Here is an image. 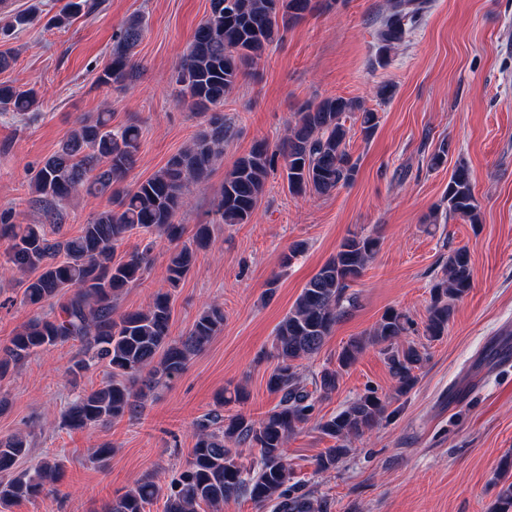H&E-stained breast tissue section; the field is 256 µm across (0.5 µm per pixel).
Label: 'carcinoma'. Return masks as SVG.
<instances>
[{"label":"carcinoma","mask_w":512,"mask_h":512,"mask_svg":"<svg viewBox=\"0 0 512 512\" xmlns=\"http://www.w3.org/2000/svg\"><path fill=\"white\" fill-rule=\"evenodd\" d=\"M85 5L86 0H67L47 25L67 26ZM424 5L425 0H387V15L378 32L380 62L403 40L406 25L416 21ZM316 8L315 0H210L209 13L195 29L188 52L174 70L180 93L194 110L208 114L192 143L130 188L126 182L140 150L139 126L130 122L114 130L110 112L80 118L60 148L31 172L30 184L39 201L47 205L84 190L109 194L112 208L88 219L74 237L60 232L51 236L41 224H16L11 212H0V239L9 242L8 269L23 276L22 301L40 307L60 294L65 296L57 314L33 319L0 349V376L33 355L76 341L81 348L70 374L77 376L97 365L110 373L103 386L68 404L60 417L61 427L82 431L139 416L155 387L180 376L223 329L224 309L210 304L184 335H171V293L161 289L146 307L134 311H118L117 301L148 269L155 237L173 244L167 265V281L172 287L190 272L198 252L211 246L209 225H195L187 238L185 225L175 219L188 203L187 186L208 176L230 137V125L222 111L224 96L272 45L282 41L290 26ZM41 15L35 3L14 16L0 33L28 28L40 21ZM143 33L139 17L124 24L116 35L110 62L98 76L100 84L123 88L133 78V51ZM37 101L33 87L0 83V112L23 114ZM349 112L358 113L361 131L370 137L378 124L377 113L357 99L339 96L301 106L297 122L288 127L275 148L264 141L253 144L224 174L215 205L219 222L248 223L267 177L279 167L286 174L289 192L295 195L322 196L353 182L357 163L347 149L349 129L344 121ZM443 202L448 215L478 222L480 206L465 164L453 169ZM134 233L145 236L143 248L125 259L116 257L117 248ZM379 247L375 236L350 234L308 280L275 330L274 365L266 386L278 402L258 419L241 412L224 415L223 410L247 399L241 385L224 389L218 407L194 423L192 457L170 482L164 512H197L203 503L218 510L240 498L251 500L260 509L274 501L276 512H322V502L291 483L289 438L316 420L317 431L334 445L316 458L315 471L336 469L350 453L352 439L385 418L389 402L369 387L343 410L317 419L316 399L336 391L343 373L368 345L383 346L398 395L415 386L417 370L428 356L424 344L397 345L409 335L412 323L403 311L390 308L367 337L350 340L336 355L335 363L319 370L311 383H305L300 375V362L321 350L336 324L354 307L355 297L349 288L363 275ZM471 287L470 255L458 248L448 255L442 276L430 290L423 333L427 341L448 332L455 302ZM29 448L28 436L22 433L0 439V473L13 469ZM245 448L253 452L247 462ZM62 478V463L47 456L33 471L0 482V501L56 494ZM159 494L154 478L146 476L112 500L106 512H145ZM494 512H512V481L501 483Z\"/></svg>","instance_id":"cac0c4a2"}]
</instances>
